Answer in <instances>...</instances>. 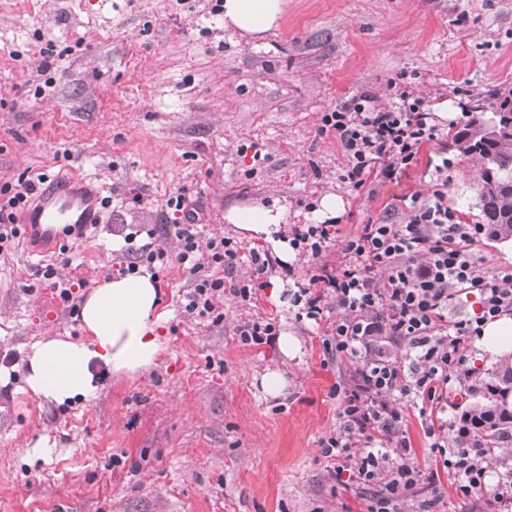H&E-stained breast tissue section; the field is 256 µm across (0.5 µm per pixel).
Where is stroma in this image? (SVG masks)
Masks as SVG:
<instances>
[{"instance_id": "stroma-1", "label": "stroma", "mask_w": 512, "mask_h": 512, "mask_svg": "<svg viewBox=\"0 0 512 512\" xmlns=\"http://www.w3.org/2000/svg\"><path fill=\"white\" fill-rule=\"evenodd\" d=\"M404 89L442 113L441 135L400 180L354 189L336 140L318 133L321 116L363 93L386 106ZM510 94L512 0H287L283 23L256 41L225 29L219 0H0V186L76 178L106 203L87 237L36 253L21 236L0 255V512H364L360 488L320 445L341 423L335 391L356 364L329 344L331 298L316 322L293 304L318 267L336 266L338 244L273 259L251 302L224 297L218 323L187 316L194 277L178 263L140 265L165 313L156 364L106 374L92 397L64 405L25 383L34 344L84 335L41 273L58 268L83 303L123 276L137 248L163 242L180 220L167 200L182 194L204 234L238 243L237 277L251 250L270 245L227 224L230 206L285 203L288 229L318 223L320 199L336 194L339 243L362 225L401 222L411 194H432L444 155L449 207L481 224L478 164L451 142ZM257 317L294 337L296 354L242 343L237 326ZM497 365L468 352L442 401L449 444ZM271 370L286 380L276 397L260 385ZM397 405L421 471L402 512H495L435 478L429 403Z\"/></svg>"}]
</instances>
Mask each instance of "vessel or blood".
Here are the masks:
<instances>
[{"label": "vessel or blood", "mask_w": 512, "mask_h": 512, "mask_svg": "<svg viewBox=\"0 0 512 512\" xmlns=\"http://www.w3.org/2000/svg\"><path fill=\"white\" fill-rule=\"evenodd\" d=\"M99 195L66 180L51 182L22 216L28 237L50 246L61 240L66 228L100 221Z\"/></svg>", "instance_id": "obj_1"}]
</instances>
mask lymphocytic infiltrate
<instances>
[{"instance_id":"lymphocytic-infiltrate-1","label":"lymphocytic infiltrate","mask_w":512,"mask_h":512,"mask_svg":"<svg viewBox=\"0 0 512 512\" xmlns=\"http://www.w3.org/2000/svg\"><path fill=\"white\" fill-rule=\"evenodd\" d=\"M424 100L408 90L380 109L369 95L324 113L320 134L336 138L347 160L344 182L362 189L370 175L387 181L401 178L415 161L421 145L438 139ZM437 187L422 199L412 196L402 222L367 224L346 239L336 267L321 266L301 290L307 318H317L324 289H331L342 316L331 336L337 352L362 359L353 384L345 389L342 423L323 439L326 455L351 470L360 486L373 487L366 512H398L399 499L412 494L421 472L413 463L414 450L402 428L403 417L394 394H412L438 404L448 391L449 374L466 357L467 339L480 330L469 320L448 317V302L456 290L478 292L483 319L512 313V274L487 275L475 256L471 225L461 223L449 208L444 187L448 166L435 167ZM36 185L20 180L0 187V251L20 234L17 215L28 205ZM168 206L185 217L171 225L179 242L177 261L196 279L185 295L188 314L220 321L217 301L231 294L253 299L256 282H225L223 271L233 266L238 248L221 236L201 240L199 226L185 196L169 198ZM408 342L414 355L409 363L389 359L377 349L378 337ZM436 449L459 491L466 496L491 490L494 503L512 507V470L487 488L481 459L485 449L459 443Z\"/></svg>"}]
</instances>
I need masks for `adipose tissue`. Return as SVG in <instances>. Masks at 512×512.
I'll list each match as a JSON object with an SVG mask.
<instances>
[{
  "label": "adipose tissue",
  "mask_w": 512,
  "mask_h": 512,
  "mask_svg": "<svg viewBox=\"0 0 512 512\" xmlns=\"http://www.w3.org/2000/svg\"><path fill=\"white\" fill-rule=\"evenodd\" d=\"M221 8L225 28L253 41L278 27L285 14L284 0H223ZM286 211V205L276 202L237 204L226 210L224 219L248 237L271 240L273 248L285 256L290 250L287 239L273 238L272 233ZM160 303V292L149 276L101 281L81 309L84 337H55L33 346L27 356L26 384L34 394L63 404L93 395V361H101L117 374L149 370L163 345L158 333Z\"/></svg>",
  "instance_id": "obj_1"
}]
</instances>
